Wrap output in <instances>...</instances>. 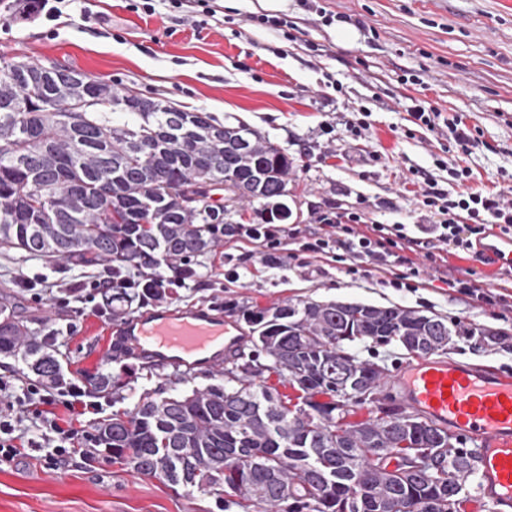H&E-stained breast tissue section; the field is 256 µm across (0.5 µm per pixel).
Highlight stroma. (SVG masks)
Here are the masks:
<instances>
[{"mask_svg":"<svg viewBox=\"0 0 512 512\" xmlns=\"http://www.w3.org/2000/svg\"><path fill=\"white\" fill-rule=\"evenodd\" d=\"M333 14L364 21L340 37L337 24L309 12L300 0H223L224 17L181 19L169 0H153L154 15L128 10L124 0H96L94 14L35 23L13 22L0 0V57L57 65L118 89L158 97L183 110L208 112L222 124H246L295 161L288 184L291 210L279 238V261L247 239H227L200 257L196 286L173 289L166 303L181 309L234 302L253 310L284 300L344 301L424 310L466 324L504 328L501 343L455 339L450 357L492 362L512 371V309L492 315L443 278L472 272L480 285L500 286L489 252L447 255L435 264L415 254L420 274L412 287H393L398 269L374 276L351 273L335 254L302 251L301 236L315 228L314 211L341 202L367 220L407 225L428 236L434 222L421 210L423 181L435 177L448 191V170L472 171L483 190L512 189V0H319ZM286 18L272 29L261 16ZM459 114L478 127L470 155L446 137L413 126L412 99ZM370 128L355 132L361 110ZM446 169H439L438 161ZM297 228L299 238L288 237ZM68 283L80 278L64 262L42 264L0 253V295L25 330H56L54 348L67 381L104 368L124 387L102 399L104 415L132 409L146 392L165 396L224 384L223 371L149 367L115 356V327L143 313L132 304L81 315L52 301H33L20 278L35 272ZM0 512H241L215 498L159 479H147L101 458L74 457L62 470L45 468L35 451L0 466Z\"/></svg>","mask_w":512,"mask_h":512,"instance_id":"1","label":"stroma"}]
</instances>
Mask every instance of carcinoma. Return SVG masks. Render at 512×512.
<instances>
[{"label":"carcinoma","instance_id":"obj_1","mask_svg":"<svg viewBox=\"0 0 512 512\" xmlns=\"http://www.w3.org/2000/svg\"><path fill=\"white\" fill-rule=\"evenodd\" d=\"M38 63L0 61V251L81 270L147 277L196 272L237 225L228 207L249 200L264 223L288 219L292 161L244 124L216 122L208 112L176 109L73 70L31 85ZM135 115L116 125L112 112ZM250 324L254 350L229 361L226 385L157 396L93 421L80 448L93 458L231 497L243 512H458L462 482L476 473L463 439L395 409L359 422L361 391L388 399L377 363L350 352L358 340L409 346L413 357L446 354L449 336L495 343L502 329L465 326L398 306L338 301H285L254 312L235 303ZM50 337L28 333L0 305V355L19 357L24 376L48 387L66 384ZM274 371L297 402L254 378ZM104 397L124 384L104 369L85 376ZM349 409L336 416V402ZM426 451L421 470L389 468L371 455Z\"/></svg>","mask_w":512,"mask_h":512}]
</instances>
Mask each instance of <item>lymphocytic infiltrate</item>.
Listing matches in <instances>:
<instances>
[{
	"label": "lymphocytic infiltrate",
	"mask_w": 512,
	"mask_h": 512,
	"mask_svg": "<svg viewBox=\"0 0 512 512\" xmlns=\"http://www.w3.org/2000/svg\"><path fill=\"white\" fill-rule=\"evenodd\" d=\"M411 121L431 132H449L458 152L470 154L479 143L473 128L460 116L444 117L437 109L417 104L410 109ZM455 181V191L440 187L437 180H425L420 204L435 217L432 235L428 238L409 236L403 224H364L361 215L348 211H327L317 217L325 232L305 243V251L329 253L337 247L348 250L357 268L367 275L385 270L390 265L406 267L410 276H418L419 269L410 254L419 250L445 248L469 253L493 236L512 239V196L501 191L477 190L469 186L468 168L449 171ZM24 286H40L42 298H50L61 306L71 301L88 302L91 295L103 300L123 294L139 285L136 276H113L104 271L94 280L66 286L48 280L45 274L25 277ZM85 392L78 385L54 390L39 383L16 386L12 379L0 377V464L9 463L25 449L36 447L29 437V428L45 431L47 450L44 461L53 466L67 465L74 453L78 436L71 422L58 420L54 409L61 406L73 414L83 416L94 412L93 404L85 401Z\"/></svg>",
	"instance_id": "f902f5d3"
}]
</instances>
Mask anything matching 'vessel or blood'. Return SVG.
<instances>
[{
    "label": "vessel or blood",
    "instance_id": "obj_1",
    "mask_svg": "<svg viewBox=\"0 0 512 512\" xmlns=\"http://www.w3.org/2000/svg\"><path fill=\"white\" fill-rule=\"evenodd\" d=\"M124 356L164 367L214 371L243 354L247 338L214 306L158 307L116 328ZM402 407L480 442L478 499L491 512L512 504V373L429 356L388 379Z\"/></svg>",
    "mask_w": 512,
    "mask_h": 512
}]
</instances>
